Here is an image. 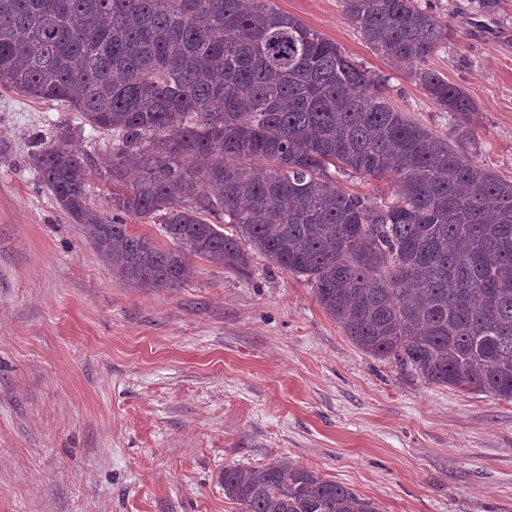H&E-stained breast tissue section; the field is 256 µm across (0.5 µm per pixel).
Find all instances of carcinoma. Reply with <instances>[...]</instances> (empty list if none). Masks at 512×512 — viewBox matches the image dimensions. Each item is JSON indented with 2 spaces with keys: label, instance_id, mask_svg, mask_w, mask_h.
Listing matches in <instances>:
<instances>
[{
  "label": "carcinoma",
  "instance_id": "obj_1",
  "mask_svg": "<svg viewBox=\"0 0 512 512\" xmlns=\"http://www.w3.org/2000/svg\"><path fill=\"white\" fill-rule=\"evenodd\" d=\"M373 49L451 119L445 138L386 80L272 0H0V90L112 133V215L67 129L29 160L133 288H178L196 256L238 273L247 238L312 283L365 353L426 382L512 400V180L466 155L478 109L426 67L448 24L426 0H343ZM392 185L378 202L331 171ZM151 217L164 245L125 218ZM234 228L224 233L223 225ZM241 512H377L317 472L224 467Z\"/></svg>",
  "mask_w": 512,
  "mask_h": 512
}]
</instances>
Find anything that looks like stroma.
<instances>
[{"mask_svg":"<svg viewBox=\"0 0 512 512\" xmlns=\"http://www.w3.org/2000/svg\"><path fill=\"white\" fill-rule=\"evenodd\" d=\"M274 2L449 133L342 0ZM432 4L449 37L427 66L478 108L467 155L512 180V0ZM60 125L94 169L91 203L110 212L111 134L0 91V512H239L225 467L272 462L377 512H512V400L366 354L306 277L257 254L244 275L195 257L181 288L125 287L29 163Z\"/></svg>","mask_w":512,"mask_h":512,"instance_id":"obj_1","label":"stroma"}]
</instances>
